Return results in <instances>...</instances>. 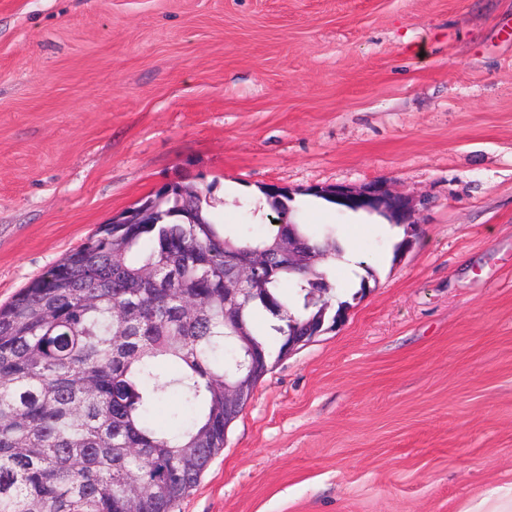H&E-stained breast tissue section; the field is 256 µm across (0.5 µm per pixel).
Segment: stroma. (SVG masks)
<instances>
[{"label":"stroma","instance_id":"obj_1","mask_svg":"<svg viewBox=\"0 0 512 512\" xmlns=\"http://www.w3.org/2000/svg\"><path fill=\"white\" fill-rule=\"evenodd\" d=\"M384 182V217L311 196ZM351 230L174 512H463L512 485V0H0V303L168 184ZM369 288L358 295L361 277Z\"/></svg>","mask_w":512,"mask_h":512}]
</instances>
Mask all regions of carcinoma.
Segmentation results:
<instances>
[{"mask_svg": "<svg viewBox=\"0 0 512 512\" xmlns=\"http://www.w3.org/2000/svg\"><path fill=\"white\" fill-rule=\"evenodd\" d=\"M277 217L288 194L264 192ZM144 224L100 225L0 306V512H123L135 476L140 512H172L224 447V380L257 385L247 352L278 355L326 319L336 284L313 263L288 266V236L323 257L336 234L281 223L244 236L214 221L203 192L152 196ZM250 254L264 267L241 309L224 287ZM178 392L191 420L169 433L152 408Z\"/></svg>", "mask_w": 512, "mask_h": 512, "instance_id": "cac0c4a2", "label": "carcinoma"}]
</instances>
